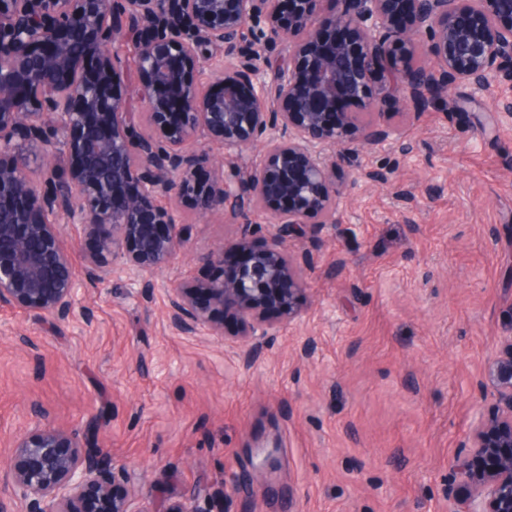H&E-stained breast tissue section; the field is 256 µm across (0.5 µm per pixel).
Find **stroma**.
Wrapping results in <instances>:
<instances>
[{"label": "stroma", "mask_w": 512, "mask_h": 512, "mask_svg": "<svg viewBox=\"0 0 512 512\" xmlns=\"http://www.w3.org/2000/svg\"><path fill=\"white\" fill-rule=\"evenodd\" d=\"M401 112V145L336 170V223L291 250L306 262L302 315L279 323L250 368L224 337L167 323V290L209 268L179 257L156 287L124 275L86 292L65 322L0 306V466L32 407L107 451L157 499L187 491L224 512H453L451 476L495 398L480 380L512 324V119L474 134L491 102ZM387 172L377 184L368 172ZM195 251L239 225L196 222ZM277 461L257 474L258 445Z\"/></svg>", "instance_id": "35a3bbf8"}]
</instances>
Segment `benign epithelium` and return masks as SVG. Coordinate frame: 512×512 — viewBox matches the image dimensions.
I'll list each match as a JSON object with an SVG mask.
<instances>
[{
	"label": "benign epithelium",
	"mask_w": 512,
	"mask_h": 512,
	"mask_svg": "<svg viewBox=\"0 0 512 512\" xmlns=\"http://www.w3.org/2000/svg\"><path fill=\"white\" fill-rule=\"evenodd\" d=\"M0 0V305L64 321L83 288L121 271L145 291L152 275L187 254L181 207L196 220L237 224L248 206L284 200L268 221L242 223L235 273L167 289L169 326L224 338L225 312L240 320L244 366L260 357L274 312L301 316V263L290 242L336 223V166L395 136L382 105H448L458 85L512 115V0ZM280 42L288 63L271 59ZM135 49L139 83L122 56ZM421 53L425 65L408 67ZM224 146L221 156L196 150ZM256 148L245 175L234 159ZM210 167L201 183L198 172ZM168 205L160 204V199ZM82 230L66 243L65 226ZM222 268L227 249L191 253ZM484 384L496 407L456 459L467 488L455 512H512V327L500 336ZM0 512H154L153 490L118 493L126 476L101 448L35 411L9 442ZM184 494L165 512H221Z\"/></svg>",
	"instance_id": "1"
}]
</instances>
